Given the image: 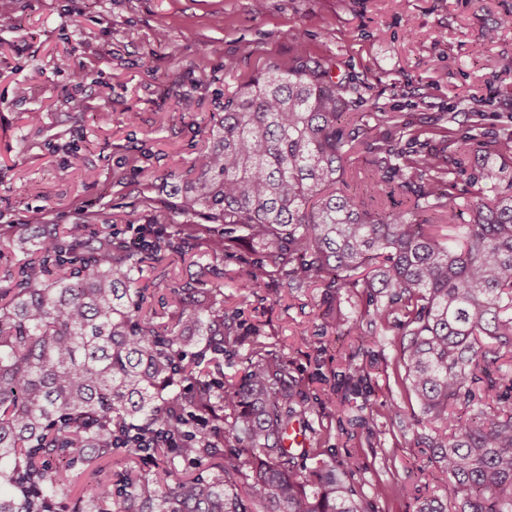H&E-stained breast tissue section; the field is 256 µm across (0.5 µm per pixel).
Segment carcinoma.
<instances>
[{
    "instance_id": "carcinoma-1",
    "label": "carcinoma",
    "mask_w": 512,
    "mask_h": 512,
    "mask_svg": "<svg viewBox=\"0 0 512 512\" xmlns=\"http://www.w3.org/2000/svg\"><path fill=\"white\" fill-rule=\"evenodd\" d=\"M347 108L319 65L269 70L224 99L187 169L164 174L171 200L140 201L131 240L102 230L96 211L63 227L39 213L36 236L0 225V254L23 255L0 276V512H55L63 494L73 512H371L350 482L359 459L284 446L326 392L303 389L270 351L224 383L245 323L220 289L175 283L167 320L146 309L145 263L234 248L259 256L252 296L320 284L324 333L347 323L344 289H374L352 329L363 347L398 336L395 371L419 406L414 423L433 425V478L450 491L420 512H512V395L490 357L512 354V195L488 167L478 180L493 197L446 199L466 154L428 148L409 123L383 137L384 112L353 128ZM358 147L382 198L341 189ZM480 148L512 158V133ZM175 428L179 448L162 442ZM124 431L161 440L126 449L154 474L111 472Z\"/></svg>"
}]
</instances>
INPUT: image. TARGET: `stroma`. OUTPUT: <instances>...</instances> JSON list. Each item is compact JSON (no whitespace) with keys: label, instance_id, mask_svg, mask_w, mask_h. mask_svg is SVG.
Here are the masks:
<instances>
[{"label":"stroma","instance_id":"stroma-1","mask_svg":"<svg viewBox=\"0 0 512 512\" xmlns=\"http://www.w3.org/2000/svg\"><path fill=\"white\" fill-rule=\"evenodd\" d=\"M507 12L512 0H0V13L19 22L0 29V213L22 224L39 210L70 224L85 206L125 231L142 197L167 199L163 174L191 164L225 97L267 68L307 59L350 86L358 123L387 112L450 125V154L464 139L503 135L512 81L487 61L512 57V28L491 41L484 33ZM80 67L93 79L80 80ZM30 112L37 125L25 124ZM251 268L242 250L167 260L170 280L221 285L231 305ZM320 301V289L278 286L244 304L251 332L225 358L224 380H239L256 341L286 357L306 389L367 367L344 404L308 415L311 445L359 457L364 498L392 488L380 512H418L421 497L446 491L432 478L433 428L413 424L417 404L392 372L394 336L364 348L345 326L301 337Z\"/></svg>","mask_w":512,"mask_h":512}]
</instances>
